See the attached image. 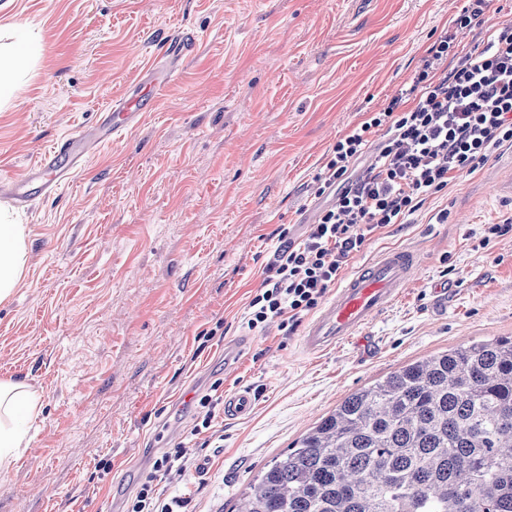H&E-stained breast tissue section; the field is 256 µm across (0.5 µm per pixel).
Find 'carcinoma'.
Returning a JSON list of instances; mask_svg holds the SVG:
<instances>
[{
    "label": "carcinoma",
    "instance_id": "obj_1",
    "mask_svg": "<svg viewBox=\"0 0 512 512\" xmlns=\"http://www.w3.org/2000/svg\"><path fill=\"white\" fill-rule=\"evenodd\" d=\"M250 489L237 512H512V337L348 396Z\"/></svg>",
    "mask_w": 512,
    "mask_h": 512
}]
</instances>
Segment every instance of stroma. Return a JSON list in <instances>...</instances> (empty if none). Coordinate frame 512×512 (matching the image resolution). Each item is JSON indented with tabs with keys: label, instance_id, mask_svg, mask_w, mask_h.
I'll return each mask as SVG.
<instances>
[{
	"label": "stroma",
	"instance_id": "obj_1",
	"mask_svg": "<svg viewBox=\"0 0 512 512\" xmlns=\"http://www.w3.org/2000/svg\"><path fill=\"white\" fill-rule=\"evenodd\" d=\"M462 0H0L44 54L0 109L3 186L61 135L93 125L172 39L194 41L154 111L61 190L18 207L25 275L0 303V380L41 398L29 445L0 472V512H126L182 441L205 463L167 495L234 512L258 472L352 392L463 344L512 336V148L375 232L347 268L418 252L405 296L366 332L311 355L300 331L248 328L281 229L328 197L330 147L411 82ZM448 292L438 309L433 290ZM245 351L224 360L225 341ZM257 393L247 416L189 437L213 383Z\"/></svg>",
	"mask_w": 512,
	"mask_h": 512
}]
</instances>
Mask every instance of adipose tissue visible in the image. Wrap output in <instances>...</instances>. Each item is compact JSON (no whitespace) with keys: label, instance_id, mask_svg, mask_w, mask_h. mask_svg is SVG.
Listing matches in <instances>:
<instances>
[{"label":"adipose tissue","instance_id":"ef3b65f1","mask_svg":"<svg viewBox=\"0 0 512 512\" xmlns=\"http://www.w3.org/2000/svg\"><path fill=\"white\" fill-rule=\"evenodd\" d=\"M14 25L0 26V107L10 103L23 74L13 65L20 57L36 58L42 50L39 35L12 40ZM27 257L26 227L10 206L0 203V302L7 301L24 277ZM40 406L36 392L14 381H0V469L8 470L25 448L23 420Z\"/></svg>","mask_w":512,"mask_h":512}]
</instances>
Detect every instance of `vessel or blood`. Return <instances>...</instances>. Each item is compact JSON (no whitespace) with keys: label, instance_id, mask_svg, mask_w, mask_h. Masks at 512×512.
Instances as JSON below:
<instances>
[{"label":"vessel or blood","instance_id":"1","mask_svg":"<svg viewBox=\"0 0 512 512\" xmlns=\"http://www.w3.org/2000/svg\"><path fill=\"white\" fill-rule=\"evenodd\" d=\"M170 76L171 70L166 66L147 70L146 95L113 102L94 128L61 136L40 160L8 182L9 191L21 200L58 191L94 151L111 143L152 108L155 93ZM418 266L415 251L399 248L380 252L355 269L306 322L300 339L303 348L317 354L357 336L403 294ZM254 403L252 388L244 386L225 396L224 413L243 417L251 412Z\"/></svg>","mask_w":512,"mask_h":512}]
</instances>
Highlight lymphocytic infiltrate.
Segmentation results:
<instances>
[{"mask_svg": "<svg viewBox=\"0 0 512 512\" xmlns=\"http://www.w3.org/2000/svg\"><path fill=\"white\" fill-rule=\"evenodd\" d=\"M488 0H466L428 49L409 87L399 89L336 141L312 181L334 194L300 241L280 246L249 303L250 328L296 326L335 285L351 256L378 230L400 224L426 197L474 173L494 148L512 145V25L482 30ZM476 30L470 48L457 33ZM374 159L365 170L357 162Z\"/></svg>", "mask_w": 512, "mask_h": 512, "instance_id": "1", "label": "lymphocytic infiltrate"}]
</instances>
